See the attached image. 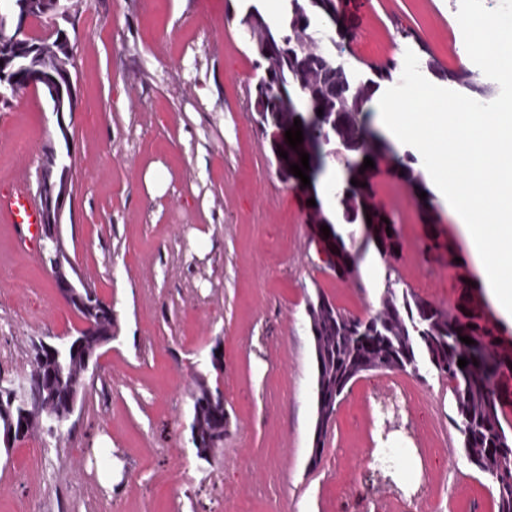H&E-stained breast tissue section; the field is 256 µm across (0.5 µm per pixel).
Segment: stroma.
<instances>
[{
    "mask_svg": "<svg viewBox=\"0 0 512 512\" xmlns=\"http://www.w3.org/2000/svg\"><path fill=\"white\" fill-rule=\"evenodd\" d=\"M254 0H84L67 33L80 99L61 134L40 91L0 104V193L14 175L36 181L47 150L67 157L73 199L64 247L116 317L68 437L34 433L0 452V512H410L381 493L376 449L408 447L383 434L366 404L396 384L410 399L430 457L417 512H496L491 478L460 453L455 399L427 364L371 372L339 403L317 468L315 363L306 300L323 292L366 315L381 288L336 275L306 219L311 190L283 182L269 137L248 110L257 55L241 25ZM460 0H341L346 39L325 43L361 78L406 50L487 78L462 60ZM422 168L410 145L395 157ZM395 157L372 170L374 200L401 248L383 260L399 288L447 308L478 281L464 242L457 266L431 248L452 235L444 202L425 211L395 178ZM168 183L149 197L144 175ZM126 275L127 286L115 280ZM39 249L20 251L0 223V375L25 367L33 339L72 334ZM224 362V446L209 460L191 444L193 373L214 346Z\"/></svg>",
    "mask_w": 512,
    "mask_h": 512,
    "instance_id": "35a3bbf8",
    "label": "stroma"
}]
</instances>
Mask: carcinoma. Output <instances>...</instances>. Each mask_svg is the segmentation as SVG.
<instances>
[{
    "label": "carcinoma",
    "mask_w": 512,
    "mask_h": 512,
    "mask_svg": "<svg viewBox=\"0 0 512 512\" xmlns=\"http://www.w3.org/2000/svg\"><path fill=\"white\" fill-rule=\"evenodd\" d=\"M327 0H286L285 16L280 24L270 25L256 6L248 15L256 32L252 37L260 58L256 67L277 56V67L262 74L249 96V111L256 114L255 122L261 134L268 128H283V119L294 123L301 120L305 141L316 140L324 157L336 162L345 175L346 192H334L336 224H363L368 241L376 243L382 254L398 246L395 229L373 211L372 188L367 174L359 173L364 158L377 160L388 144L376 137H367L360 116L364 103L389 81L395 71L394 62L374 67L375 78L363 80L347 71L325 52L316 32L326 20ZM60 32L53 41L29 36V43L19 44L9 52L0 50V59H13L14 83L21 87L30 73L46 65L74 68L72 52L58 45ZM298 90L308 103L309 116L299 112L285 115L277 89ZM396 171L404 172L400 180L406 185L420 182V171L407 161H396ZM357 180L354 186L351 180ZM372 224H367V219ZM325 219V224H334ZM91 306L75 307L79 319L89 318L102 328L114 327L112 304L104 301L95 289H84ZM309 332L321 351L315 363V383L321 385L332 406L358 376L363 362L382 368L395 367L416 373L419 364L430 365L439 376L448 380L454 395L462 437V448L469 462L491 477L493 501L497 512H512V346L499 340L495 323L486 318L479 302L472 295L466 305L455 312L425 299L407 289L397 292L395 282L385 280L380 296V308L364 317L341 311L323 293L307 299ZM468 336L474 343L467 345L460 337ZM81 351L63 343L54 352L33 345L28 374L18 377L0 376L3 387L13 382L28 386L26 404H16L0 410V448H14L19 437L5 436L11 425H18L25 410H36L43 401V387L51 384L63 393L74 385L82 394L86 379L79 376L77 360ZM468 364L461 368L458 359ZM215 370L195 374L192 392V414L202 413L205 429L224 428V394L212 384Z\"/></svg>",
    "instance_id": "obj_1"
}]
</instances>
